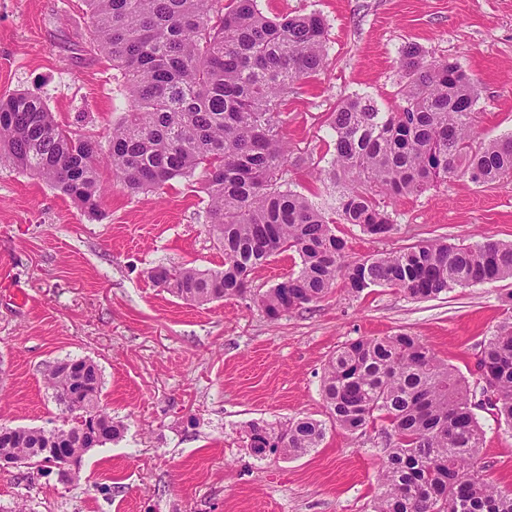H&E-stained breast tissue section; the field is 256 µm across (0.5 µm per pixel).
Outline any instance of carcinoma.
I'll return each instance as SVG.
<instances>
[{"label": "carcinoma", "instance_id": "carcinoma-1", "mask_svg": "<svg viewBox=\"0 0 512 512\" xmlns=\"http://www.w3.org/2000/svg\"><path fill=\"white\" fill-rule=\"evenodd\" d=\"M99 53L126 80L130 109L106 143L75 138L44 101L28 92L0 97V157L29 170L89 213L104 196L105 162L133 193L204 173L209 228L224 248V268L158 265L150 278L178 297L207 304L247 292L249 276L278 252L292 250L298 272L260 298L266 316L316 303L342 280L358 295L373 287L412 298L454 286L512 278V243L421 242L351 260L345 241L313 198L288 182V146L279 112L290 85L316 77L327 30L316 14L271 19L257 0H86ZM402 105L384 111L369 94L340 103L330 117L335 152L325 175L336 187V216L371 236L396 224L386 199L420 195L454 175L477 185L512 175V135L475 142L479 92L454 59L427 61L409 44L400 51ZM49 366L44 382L62 412L58 431L81 422L66 366ZM479 377L469 384L418 338L396 333L354 340L324 368L322 392L332 419L350 434L385 423L380 492L372 512H512L478 465L483 432L473 398L483 397L512 427V321L480 344ZM84 407L104 422V442L122 426L99 402V369L91 365ZM0 452L19 467L51 465L46 431L0 425ZM325 425L297 418L277 429L253 422L254 455L300 456L318 447Z\"/></svg>", "mask_w": 512, "mask_h": 512}]
</instances>
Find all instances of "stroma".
Listing matches in <instances>:
<instances>
[{"label": "stroma", "mask_w": 512, "mask_h": 512, "mask_svg": "<svg viewBox=\"0 0 512 512\" xmlns=\"http://www.w3.org/2000/svg\"><path fill=\"white\" fill-rule=\"evenodd\" d=\"M268 17L320 15L327 58L293 85L279 114L290 146L292 189L328 196L311 179L334 152L329 114L353 94L396 108L399 51L457 59L478 82L476 135L512 133V0H258ZM43 99L81 138L104 140L129 109L122 77L92 43L84 0H0V95ZM97 214L31 172L0 161V424L51 429L63 414L43 383L48 365L89 359L101 373V404L121 436L90 450L76 480L57 470H0V512H371L379 491V427L349 435L328 422L321 379L346 342L396 332L419 337L467 380L480 343L512 315V279L457 286L414 299L392 288L348 294L270 321L259 298L297 271L293 252L271 256L246 294L198 306L149 278L160 264L221 268L208 228L203 177L129 194L101 167ZM394 234L374 238L337 225L350 257L421 241L512 242V177L478 186L454 176L419 196L391 201ZM480 461L512 491V428L476 409ZM311 417L326 435L309 453L252 454L250 423L274 427Z\"/></svg>", "instance_id": "35a3bbf8"}]
</instances>
